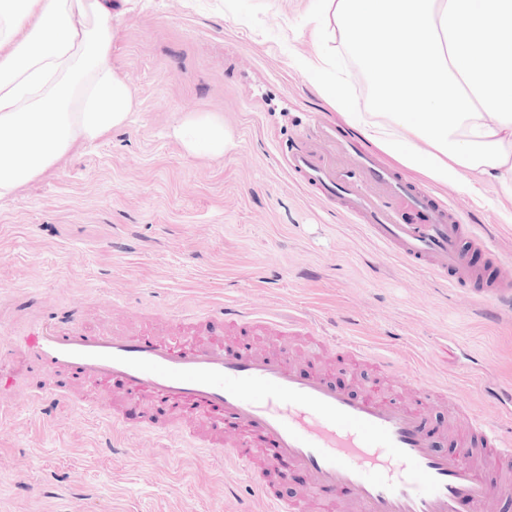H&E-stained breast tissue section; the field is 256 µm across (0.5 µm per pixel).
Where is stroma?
I'll list each match as a JSON object with an SVG mask.
<instances>
[{"instance_id": "stroma-1", "label": "stroma", "mask_w": 512, "mask_h": 512, "mask_svg": "<svg viewBox=\"0 0 512 512\" xmlns=\"http://www.w3.org/2000/svg\"><path fill=\"white\" fill-rule=\"evenodd\" d=\"M318 0H124L112 57L134 98L130 126L64 156L0 205V333L24 335L78 308L97 328L164 336L168 313L224 303L301 318L452 386L466 415L495 421L512 386V305L488 312L469 287L386 255L365 227L292 175L282 151L330 106L305 63ZM187 112L224 118L236 146L193 157L171 135ZM512 259L495 186L433 188ZM261 346L360 392L342 356L312 359L304 329L250 327ZM232 461L115 430L69 405L11 403L0 425V512H267Z\"/></svg>"}]
</instances>
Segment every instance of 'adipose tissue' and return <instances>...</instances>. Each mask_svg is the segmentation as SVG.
Returning <instances> with one entry per match:
<instances>
[{"mask_svg": "<svg viewBox=\"0 0 512 512\" xmlns=\"http://www.w3.org/2000/svg\"><path fill=\"white\" fill-rule=\"evenodd\" d=\"M114 0H0V201L75 149L125 127L131 92L112 63ZM313 85L401 168L512 204V0H319ZM348 61L338 79L322 66ZM371 96L359 109L352 69ZM187 154L234 144L221 116L174 128Z\"/></svg>", "mask_w": 512, "mask_h": 512, "instance_id": "1", "label": "adipose tissue"}]
</instances>
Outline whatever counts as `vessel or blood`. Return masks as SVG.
Returning <instances> with one entry per match:
<instances>
[{
    "mask_svg": "<svg viewBox=\"0 0 512 512\" xmlns=\"http://www.w3.org/2000/svg\"><path fill=\"white\" fill-rule=\"evenodd\" d=\"M285 159L289 171L325 199L340 201L344 214L364 225L387 254L449 284L470 286L478 299L512 302V281L487 279L474 258L486 246L459 213L357 151L340 125L315 120L299 133ZM243 323L281 336L289 330L260 312L224 306L179 317L164 337L107 323L89 330L74 312L63 322L45 320L20 341L27 356L23 397L51 405L73 402L124 429L131 426L126 411L147 402L154 417L133 426L151 437H169L179 431L181 419L206 417L212 436L200 443L203 455L232 458L247 475L254 448L263 446L280 481H288L293 468L304 474L305 497L269 494V512H306L310 498L319 512L342 507L347 512H460L464 507L494 512L497 502L512 494V437L472 418L471 440L461 451L437 449L427 416L446 392L355 342L318 338L320 355L343 353L355 370L372 365L373 378L364 381L361 394H353L323 372L298 368L284 356L225 349V329ZM197 324L207 327L205 340L187 337V327ZM59 374L101 389L119 387L123 410L74 401L49 386V378ZM402 384L411 386L413 398L396 397Z\"/></svg>",
    "mask_w": 512,
    "mask_h": 512,
    "instance_id": "vessel-or-blood-1",
    "label": "vessel or blood"
}]
</instances>
